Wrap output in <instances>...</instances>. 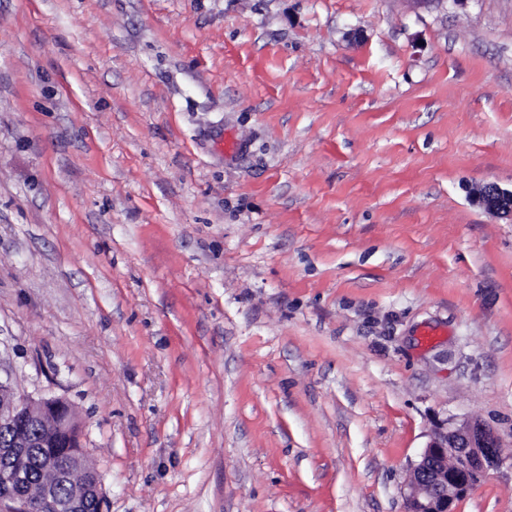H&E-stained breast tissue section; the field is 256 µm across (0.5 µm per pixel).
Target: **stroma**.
<instances>
[{"label": "stroma", "mask_w": 512, "mask_h": 512, "mask_svg": "<svg viewBox=\"0 0 512 512\" xmlns=\"http://www.w3.org/2000/svg\"><path fill=\"white\" fill-rule=\"evenodd\" d=\"M512 0H0V349L107 512H512ZM473 197L487 211L512 219V188L504 189L497 184L490 183L473 191ZM500 439L480 420L465 421L431 436L420 461L413 467L407 512H455L457 502L502 463ZM448 456H451L450 462Z\"/></svg>", "instance_id": "stroma-1"}]
</instances>
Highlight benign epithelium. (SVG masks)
Instances as JSON below:
<instances>
[{
    "label": "benign epithelium",
    "instance_id": "obj_1",
    "mask_svg": "<svg viewBox=\"0 0 512 512\" xmlns=\"http://www.w3.org/2000/svg\"><path fill=\"white\" fill-rule=\"evenodd\" d=\"M473 197L487 211L512 218V189L486 184ZM51 422L38 438L26 426ZM77 424L70 404L61 397H34L19 391L12 382V368L0 361V429L7 428L12 439L0 448V512H82L90 494L101 497L100 483L85 484L81 493L63 497L59 484L69 478L83 459L71 460L52 452L41 459L42 468L51 473L39 493H27L18 463L30 448L58 447L65 426ZM500 439L492 428L480 420L465 421L452 428H438L426 445L420 461L413 467L406 512H455L457 502L485 474L502 463Z\"/></svg>",
    "mask_w": 512,
    "mask_h": 512
}]
</instances>
